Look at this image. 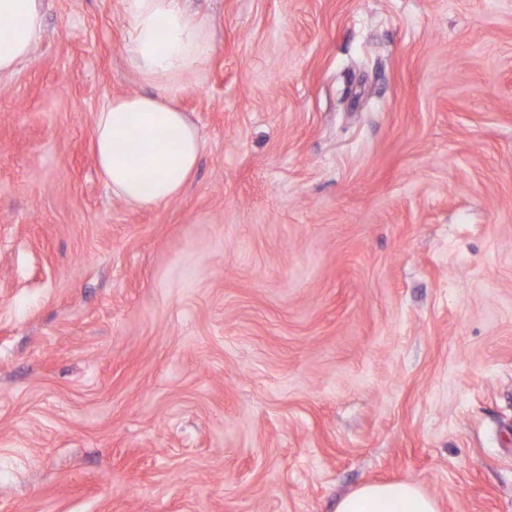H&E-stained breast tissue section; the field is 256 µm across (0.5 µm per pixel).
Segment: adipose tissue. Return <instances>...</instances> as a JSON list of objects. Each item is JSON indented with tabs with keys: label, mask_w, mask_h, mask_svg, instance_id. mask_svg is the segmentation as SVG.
Wrapping results in <instances>:
<instances>
[{
	"label": "adipose tissue",
	"mask_w": 512,
	"mask_h": 512,
	"mask_svg": "<svg viewBox=\"0 0 512 512\" xmlns=\"http://www.w3.org/2000/svg\"><path fill=\"white\" fill-rule=\"evenodd\" d=\"M129 22L127 61L144 91L113 97L94 123L97 166L113 195L132 206L180 195L204 147L179 100L199 78L212 37L182 0H121ZM44 32L42 0H0V76L28 60ZM136 152L119 150L120 142ZM335 512H439L416 483H368L336 503Z\"/></svg>",
	"instance_id": "obj_1"
}]
</instances>
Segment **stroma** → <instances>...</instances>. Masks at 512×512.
Segmentation results:
<instances>
[{"label": "stroma", "mask_w": 512, "mask_h": 512, "mask_svg": "<svg viewBox=\"0 0 512 512\" xmlns=\"http://www.w3.org/2000/svg\"><path fill=\"white\" fill-rule=\"evenodd\" d=\"M205 146L114 197L121 0L0 78V512H512V0H189ZM335 512H439L437 501L416 483L364 484L336 503Z\"/></svg>", "instance_id": "stroma-1"}]
</instances>
